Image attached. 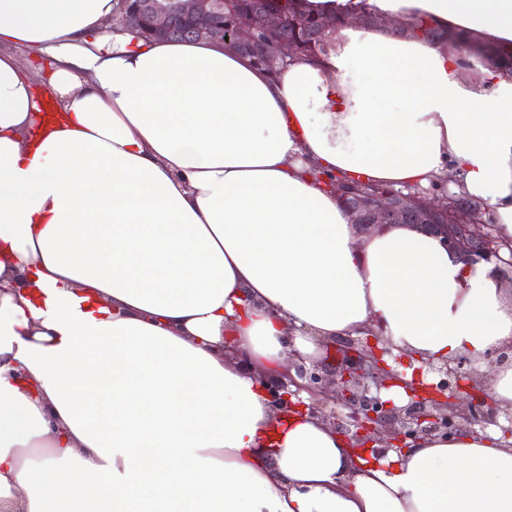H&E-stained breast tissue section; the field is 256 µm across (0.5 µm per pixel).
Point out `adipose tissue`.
Instances as JSON below:
<instances>
[{"instance_id": "1", "label": "adipose tissue", "mask_w": 512, "mask_h": 512, "mask_svg": "<svg viewBox=\"0 0 512 512\" xmlns=\"http://www.w3.org/2000/svg\"><path fill=\"white\" fill-rule=\"evenodd\" d=\"M463 35L330 31L276 71L127 34L117 0H0V506L22 512H512L500 434L351 451L266 387L382 330L422 362L512 343L492 267L397 224L359 234L328 177L445 182L512 244V0H368ZM1 51L8 50L15 55L20 66L27 71L34 79L41 82V88L48 100L49 94L51 95V88L46 84L43 79L49 77L50 70L48 67V58L46 54L39 50L28 47L0 46Z\"/></svg>"}]
</instances>
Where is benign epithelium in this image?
<instances>
[{
	"instance_id": "1",
	"label": "benign epithelium",
	"mask_w": 512,
	"mask_h": 512,
	"mask_svg": "<svg viewBox=\"0 0 512 512\" xmlns=\"http://www.w3.org/2000/svg\"><path fill=\"white\" fill-rule=\"evenodd\" d=\"M118 13L125 31L140 35L149 41L173 39L176 28L186 25V37L196 41L227 43L236 51L251 57L269 70L302 56L304 42L288 35V21L283 2L267 10L259 19H244L231 26L224 25V13L231 0H119ZM353 21L360 27L388 25L397 31L403 24L397 19L379 14L358 15ZM336 194L346 206L352 223L362 231H381L392 224H407L421 232L441 238L448 251L467 264L479 262L512 265V259L500 255L501 244L489 231L482 211L461 213V219L448 221L442 216L456 209L457 199L450 195L447 201L401 191L363 192L345 182L333 185ZM394 346L370 332L365 341H349L334 357L333 388L322 385L323 378L299 366L296 375L284 381L271 382L270 391L277 404L291 403V397L307 392L314 403L310 413L329 422L339 433L366 448L379 444L375 453L390 449L402 450L409 441L432 433L452 434L461 423L470 426L490 419L493 407L487 396L477 393L476 387H462V381L472 376L465 370L471 364L466 356L446 361L435 370L443 375L436 385H421L411 393V401L402 407L380 397L381 389L391 380L386 358L393 357ZM325 399L336 405L337 411L326 416L317 402ZM395 421L399 427L390 436H380L379 426Z\"/></svg>"
}]
</instances>
